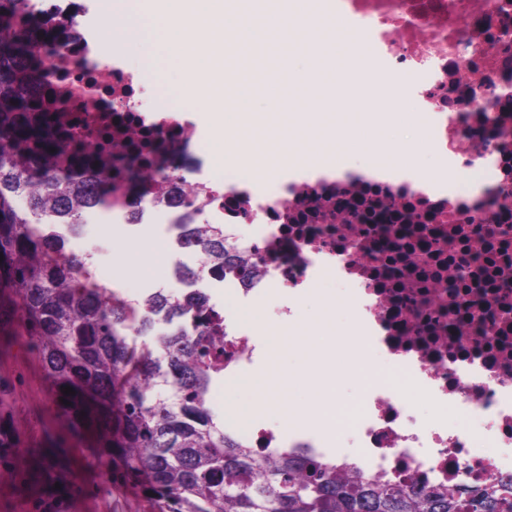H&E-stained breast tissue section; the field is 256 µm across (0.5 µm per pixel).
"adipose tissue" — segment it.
<instances>
[{
    "label": "adipose tissue",
    "instance_id": "ef3b65f1",
    "mask_svg": "<svg viewBox=\"0 0 512 512\" xmlns=\"http://www.w3.org/2000/svg\"><path fill=\"white\" fill-rule=\"evenodd\" d=\"M336 321L332 308H322L314 317H304L291 326L283 327L273 335L259 336L258 341L268 357V363L262 376L251 382V397L248 408L240 419L251 422L261 416L275 418L285 425L295 419L294 411L274 405L272 393L276 390L295 393L300 385L294 372L285 370L280 365L283 354L295 353L301 362H308L312 354L319 349L321 339H335Z\"/></svg>",
    "mask_w": 512,
    "mask_h": 512
}]
</instances>
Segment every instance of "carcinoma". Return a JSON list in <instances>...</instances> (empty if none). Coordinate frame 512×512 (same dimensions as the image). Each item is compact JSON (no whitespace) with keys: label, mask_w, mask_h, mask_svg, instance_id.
Listing matches in <instances>:
<instances>
[{"label":"carcinoma","mask_w":512,"mask_h":512,"mask_svg":"<svg viewBox=\"0 0 512 512\" xmlns=\"http://www.w3.org/2000/svg\"><path fill=\"white\" fill-rule=\"evenodd\" d=\"M8 2L0 9V310L38 351L61 417L91 432L105 473L139 482L153 512H512V487L448 493L343 475L320 455L266 456L224 432L206 399L221 367L206 344L205 301L166 291L129 301L95 280L56 231H77L101 209L102 170L90 163L76 176L54 172L61 149L44 106L28 94L43 65L26 29L30 0ZM194 235L204 264L186 275L246 272L223 230L196 224ZM160 315L184 327L159 334Z\"/></svg>","instance_id":"carcinoma-1"}]
</instances>
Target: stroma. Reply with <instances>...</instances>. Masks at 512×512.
<instances>
[{"label": "stroma", "mask_w": 512, "mask_h": 512, "mask_svg": "<svg viewBox=\"0 0 512 512\" xmlns=\"http://www.w3.org/2000/svg\"><path fill=\"white\" fill-rule=\"evenodd\" d=\"M92 229L78 249L88 257L95 277L112 273V286L126 298H139L143 288L161 282L170 255L161 237L144 232L110 240L112 218L98 210L85 218ZM156 259L143 265V250ZM143 265L139 277L115 275L119 258ZM220 302L238 325L253 333L275 326L277 299L249 305L232 291ZM0 512H152L140 488L122 478L107 480L92 455L57 412L55 387L42 370L38 354L17 326L0 322Z\"/></svg>", "instance_id": "1"}]
</instances>
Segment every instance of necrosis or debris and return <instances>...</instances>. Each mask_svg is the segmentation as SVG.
Returning a JSON list of instances; mask_svg holds the SVG:
<instances>
[{"label": "necrosis or debris", "mask_w": 512, "mask_h": 512, "mask_svg": "<svg viewBox=\"0 0 512 512\" xmlns=\"http://www.w3.org/2000/svg\"><path fill=\"white\" fill-rule=\"evenodd\" d=\"M48 22L39 44L44 65L31 87L56 133L77 135L66 150L113 158L106 209L130 234L156 228L171 262L162 287L200 296L225 330L214 337L225 374L239 372L257 349L218 300L222 289L252 302L288 298L278 322L296 316L292 299L334 277L354 308V332L389 371L335 422L355 451L335 454L340 471L397 483L420 479L451 492L512 482V0H328L391 81L411 88L430 116V149L443 178L336 177L302 169L272 183L220 180L208 143L185 112L148 98L139 71L106 60L78 18L84 0H31ZM138 155L136 217H129L122 156ZM172 178L163 187L154 168ZM214 224L228 247L243 250L257 272L206 274L190 225ZM428 413H419L415 397ZM304 437L289 448L320 451L326 423L303 415ZM242 443L281 450L272 429Z\"/></svg>", "instance_id": "necrosis-or-debris-1"}]
</instances>
